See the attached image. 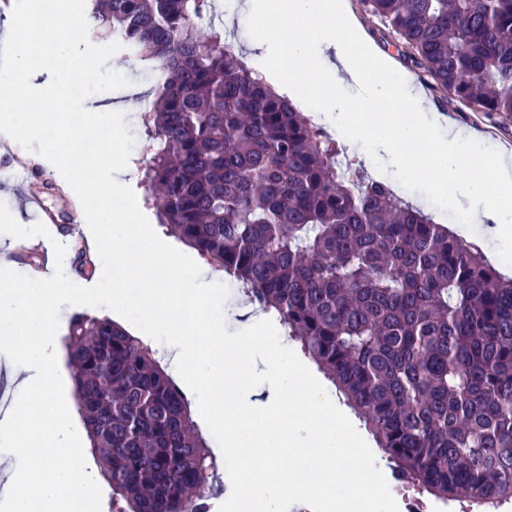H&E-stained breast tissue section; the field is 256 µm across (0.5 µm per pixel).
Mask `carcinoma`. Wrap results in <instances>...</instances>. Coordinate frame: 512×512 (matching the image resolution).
<instances>
[{"mask_svg":"<svg viewBox=\"0 0 512 512\" xmlns=\"http://www.w3.org/2000/svg\"><path fill=\"white\" fill-rule=\"evenodd\" d=\"M459 110L512 119V0H360ZM214 0H86L91 29L158 62L141 180L160 224L240 281L364 420L397 479L512 500V278L367 179L199 23ZM74 396L119 512H207L215 467L154 351L76 313Z\"/></svg>","mask_w":512,"mask_h":512,"instance_id":"carcinoma-1","label":"carcinoma"}]
</instances>
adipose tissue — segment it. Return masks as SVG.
<instances>
[{
	"label": "adipose tissue",
	"instance_id": "adipose-tissue-1",
	"mask_svg": "<svg viewBox=\"0 0 512 512\" xmlns=\"http://www.w3.org/2000/svg\"><path fill=\"white\" fill-rule=\"evenodd\" d=\"M240 11L255 19L260 34L253 65L278 71L298 111L323 117L348 149L385 161L397 187L422 182L441 208L464 212L465 223L456 227L461 236L487 224L495 238L512 240V152L486 150L481 135L412 94L406 73L378 54L347 0H243ZM346 82L356 86L355 97L337 94ZM58 291L42 276L0 279V317L11 324L27 372L0 417V432L15 447L0 470L10 489L8 512H63L89 480L85 453L66 431L73 417L55 399ZM32 407L39 412L34 421L25 417ZM31 443L37 456L26 452Z\"/></svg>",
	"mask_w": 512,
	"mask_h": 512
}]
</instances>
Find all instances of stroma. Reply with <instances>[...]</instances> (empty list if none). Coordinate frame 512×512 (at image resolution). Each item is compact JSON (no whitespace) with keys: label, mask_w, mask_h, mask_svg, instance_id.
I'll return each instance as SVG.
<instances>
[{"label":"stroma","mask_w":512,"mask_h":512,"mask_svg":"<svg viewBox=\"0 0 512 512\" xmlns=\"http://www.w3.org/2000/svg\"><path fill=\"white\" fill-rule=\"evenodd\" d=\"M236 2L218 0L219 6L211 22L215 27L223 29L228 38L244 46L255 39L257 33L253 18L239 15L235 8ZM107 66L122 70L130 84L122 89L93 94L90 103L94 106L109 105L113 110L124 113V121L131 134L140 137L143 132L140 111L131 105L134 92L142 87L156 88L163 75L156 62L118 54L108 61ZM410 86L438 110L453 114L461 126L482 132L488 146H512V128L503 131L490 124L481 113L456 111L453 105L440 100L438 93L419 77H412ZM18 168L25 172L26 181H13L12 174ZM47 176V171L37 161L36 153L23 152L0 138V217L15 211L22 218L18 224H7L0 220V261L5 262L12 275L20 280L30 275L31 248L41 244L48 247L53 258V279L60 287L56 296L58 318L60 323L65 324L75 312L65 292L68 283L78 277L89 279L102 274L103 266L101 262L83 257L79 249L83 240L81 226L85 217L78 197L69 194L60 185L51 191L42 189L40 183ZM32 196L41 200V211H34L28 206L27 200Z\"/></svg>","instance_id":"obj_1"}]
</instances>
